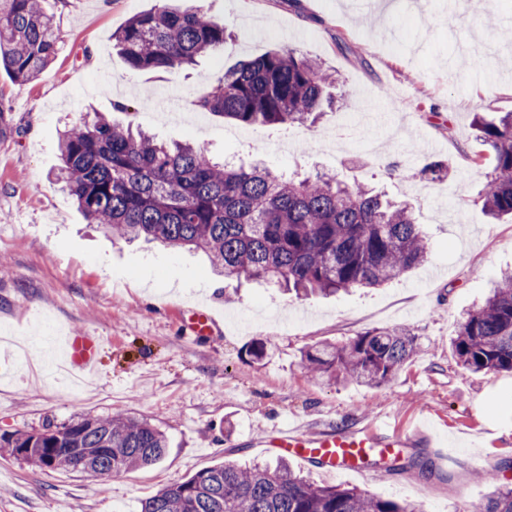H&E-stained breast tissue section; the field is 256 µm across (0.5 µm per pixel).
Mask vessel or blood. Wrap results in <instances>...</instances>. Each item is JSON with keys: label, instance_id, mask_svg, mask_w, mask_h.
Returning <instances> with one entry per match:
<instances>
[{"label": "vessel or blood", "instance_id": "obj_1", "mask_svg": "<svg viewBox=\"0 0 512 512\" xmlns=\"http://www.w3.org/2000/svg\"><path fill=\"white\" fill-rule=\"evenodd\" d=\"M100 337L88 334L64 336L61 345L62 362L69 369L82 372L95 367ZM408 438L397 431H387L371 425L352 430L322 434L299 429L279 430L274 443L285 453L318 464L328 474L337 472L366 475L360 461L371 448H396L406 444Z\"/></svg>", "mask_w": 512, "mask_h": 512}]
</instances>
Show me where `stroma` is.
I'll return each mask as SVG.
<instances>
[{"label": "stroma", "instance_id": "obj_1", "mask_svg": "<svg viewBox=\"0 0 512 512\" xmlns=\"http://www.w3.org/2000/svg\"><path fill=\"white\" fill-rule=\"evenodd\" d=\"M158 0H41L60 24L56 59L21 85L0 71V434L106 416L121 409L168 438L164 460L109 478L44 471L0 456V512H141L162 486L219 461L265 462L280 451L262 433L287 424L333 432L388 421L422 425L416 444L441 474L390 471L380 450L368 476L322 475L384 499L455 512L457 503L512 487V373L456 363L457 321L512 268V221L491 223L480 191L491 172L475 113L512 112V0H193L235 39L225 53L172 71L129 68L112 34ZM291 48L335 71L351 96L315 125L243 128L193 103L225 68ZM126 104L123 112L113 103ZM108 116L216 159L266 163L293 176L320 171L408 203L431 239L428 259L390 285L331 297L216 276L203 253L112 240L86 223L53 173L65 129ZM294 143L283 152L279 143ZM440 163L443 177L422 176ZM195 309L223 324L189 340ZM53 334L104 337L80 387L37 376ZM406 327L419 352L386 384L325 385L302 366L317 342ZM257 342L268 354L253 362ZM495 473V484L476 470Z\"/></svg>", "mask_w": 512, "mask_h": 512}]
</instances>
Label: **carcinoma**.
Instances as JSON below:
<instances>
[{"label":"carcinoma","mask_w":512,"mask_h":512,"mask_svg":"<svg viewBox=\"0 0 512 512\" xmlns=\"http://www.w3.org/2000/svg\"><path fill=\"white\" fill-rule=\"evenodd\" d=\"M135 70L172 69L225 49L224 25L197 10L163 4L131 17L113 34ZM54 16L40 0H0V67L28 82L59 52ZM335 75L293 50H271L224 72L196 111L244 127L304 124L333 104ZM492 171L481 194L494 219H512V112L475 122ZM57 179L89 224L115 239H144L203 252L217 273L296 293L332 295L376 288L428 255L427 235L411 209L360 184L317 173L301 180L268 167L217 162L189 143H160L97 115L63 131ZM418 349L406 327L372 330L344 346L303 351L307 372L324 384L378 387ZM452 349L472 373H512V271L459 322ZM166 435L124 413L3 433L0 453L41 469L111 476L160 463ZM141 512H421L412 503L355 487L310 482L288 462H221L144 499ZM479 512H512V489H497Z\"/></svg>","instance_id":"cac0c4a2"}]
</instances>
